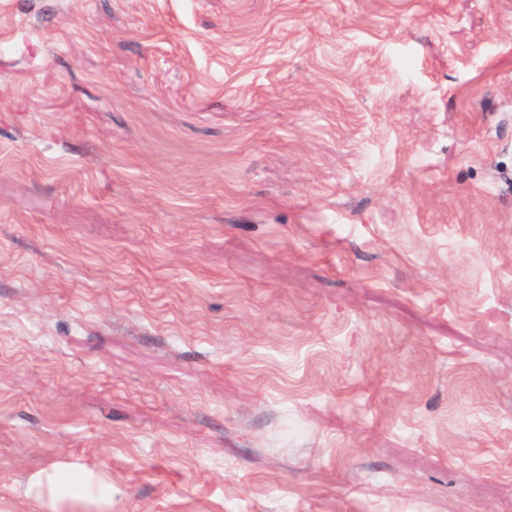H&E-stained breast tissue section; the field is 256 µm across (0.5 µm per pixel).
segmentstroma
Instances as JSON below:
<instances>
[{
	"label": "stroma",
	"instance_id": "stroma-1",
	"mask_svg": "<svg viewBox=\"0 0 512 512\" xmlns=\"http://www.w3.org/2000/svg\"><path fill=\"white\" fill-rule=\"evenodd\" d=\"M512 512V0H0V512ZM48 503L43 506L52 512H61L64 502L85 506V512H106L112 505V485L91 473L67 466L53 470L46 476Z\"/></svg>",
	"mask_w": 512,
	"mask_h": 512
}]
</instances>
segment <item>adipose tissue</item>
<instances>
[{
  "label": "adipose tissue",
  "instance_id": "1",
  "mask_svg": "<svg viewBox=\"0 0 512 512\" xmlns=\"http://www.w3.org/2000/svg\"><path fill=\"white\" fill-rule=\"evenodd\" d=\"M49 512H58L65 502L83 505L85 512H107L112 503V486L91 473L67 466L46 477Z\"/></svg>",
  "mask_w": 512,
  "mask_h": 512
}]
</instances>
